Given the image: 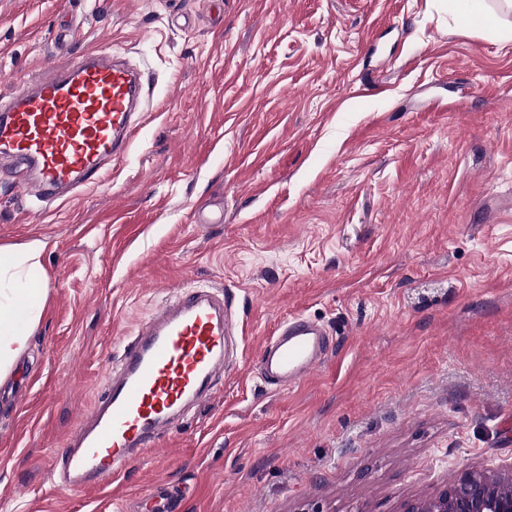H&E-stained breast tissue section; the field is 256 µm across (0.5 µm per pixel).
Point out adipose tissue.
Instances as JSON below:
<instances>
[{
    "instance_id": "1",
    "label": "adipose tissue",
    "mask_w": 512,
    "mask_h": 512,
    "mask_svg": "<svg viewBox=\"0 0 512 512\" xmlns=\"http://www.w3.org/2000/svg\"><path fill=\"white\" fill-rule=\"evenodd\" d=\"M45 249L40 240L0 246V382L10 376L40 322L48 298Z\"/></svg>"
}]
</instances>
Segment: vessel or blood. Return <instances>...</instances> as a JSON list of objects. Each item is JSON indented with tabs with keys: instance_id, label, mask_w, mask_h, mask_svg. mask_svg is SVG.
Segmentation results:
<instances>
[{
	"instance_id": "1",
	"label": "vessel or blood",
	"mask_w": 512,
	"mask_h": 512,
	"mask_svg": "<svg viewBox=\"0 0 512 512\" xmlns=\"http://www.w3.org/2000/svg\"><path fill=\"white\" fill-rule=\"evenodd\" d=\"M140 71L102 51L50 67L35 82L0 98V158L33 201L52 204L99 181L107 162L130 145ZM235 337L223 296L198 287L172 291L142 322L120 366L64 448L50 460L62 487L106 490L130 462L160 447L230 365ZM325 332L294 316L260 349L276 390L307 378L324 361Z\"/></svg>"
}]
</instances>
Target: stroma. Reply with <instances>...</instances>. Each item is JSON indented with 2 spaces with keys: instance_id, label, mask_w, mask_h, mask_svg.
Segmentation results:
<instances>
[{
  "instance_id": "35a3bbf8",
  "label": "stroma",
  "mask_w": 512,
  "mask_h": 512,
  "mask_svg": "<svg viewBox=\"0 0 512 512\" xmlns=\"http://www.w3.org/2000/svg\"><path fill=\"white\" fill-rule=\"evenodd\" d=\"M448 0H0V92L103 50L141 70L126 153L54 210L0 161V245L46 242L0 387V512H401L512 464V9ZM234 298L231 370L102 495L49 471L172 289ZM320 323L277 392L257 353ZM462 19L469 20L477 17L487 25H492L494 19L485 9V0H454ZM326 332L302 316L288 318L260 349L267 383L276 391L307 378L324 362Z\"/></svg>"
}]
</instances>
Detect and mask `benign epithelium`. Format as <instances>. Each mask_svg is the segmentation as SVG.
Returning a JSON list of instances; mask_svg holds the SVG:
<instances>
[{
    "mask_svg": "<svg viewBox=\"0 0 512 512\" xmlns=\"http://www.w3.org/2000/svg\"><path fill=\"white\" fill-rule=\"evenodd\" d=\"M499 480L512 481V466L464 472L435 494L408 501L402 512H512V493L501 491Z\"/></svg>",
    "mask_w": 512,
    "mask_h": 512,
    "instance_id": "obj_1",
    "label": "benign epithelium"
}]
</instances>
